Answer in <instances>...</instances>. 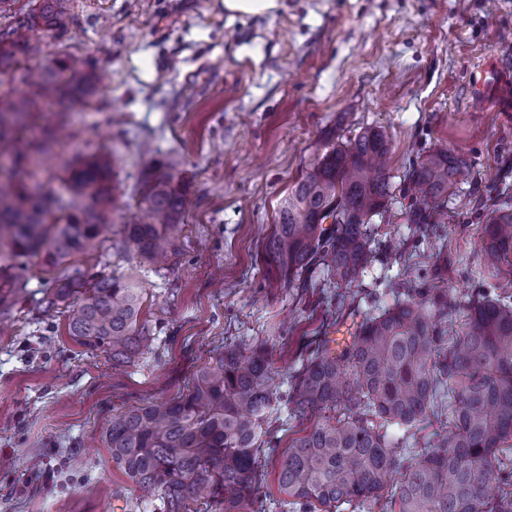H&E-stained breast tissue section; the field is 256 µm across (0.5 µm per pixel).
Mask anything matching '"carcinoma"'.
Here are the masks:
<instances>
[{
	"label": "carcinoma",
	"mask_w": 512,
	"mask_h": 512,
	"mask_svg": "<svg viewBox=\"0 0 512 512\" xmlns=\"http://www.w3.org/2000/svg\"><path fill=\"white\" fill-rule=\"evenodd\" d=\"M71 0H34L0 28V85L22 58L41 51L32 33H57ZM96 70L86 58L61 56L31 74L17 96L0 90V314L20 288L23 258L48 267L81 252L112 227V158L105 152L70 168V192L56 197L31 173L52 143L71 135L65 114L90 95ZM60 117L40 138L28 134L48 100ZM390 141L367 128L345 146L317 156L281 202L265 245L272 288L311 286L323 271L333 296L363 280L375 257L370 224L389 211L394 192L411 198L409 224H436L469 170V161L432 148L397 187L388 168ZM180 159L150 167L139 210L125 224L123 246L138 264L112 276L77 269L55 280L42 312L61 311L78 345L103 351L114 364L134 363L151 336L140 321L138 266L179 250L186 191L176 180ZM481 280L512 276V205L487 216ZM394 302L366 317L351 344L299 353L275 382L263 344H227L193 374L180 397L112 418L101 441L112 464L160 512H255L259 458L272 448L278 413L318 421L292 439L277 459L288 512H345L384 496L391 512H512V472L500 460L512 441V295L463 293L455 306L465 321L448 344V292L436 280L391 290ZM452 394L451 429L416 452L410 439L428 420L442 388ZM391 427L403 430L392 439ZM395 487L389 482L395 474Z\"/></svg>",
	"instance_id": "1"
}]
</instances>
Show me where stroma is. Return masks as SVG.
Listing matches in <instances>:
<instances>
[{
	"label": "stroma",
	"mask_w": 512,
	"mask_h": 512,
	"mask_svg": "<svg viewBox=\"0 0 512 512\" xmlns=\"http://www.w3.org/2000/svg\"><path fill=\"white\" fill-rule=\"evenodd\" d=\"M7 85L23 90L30 65L83 56L102 75L75 103L72 136L36 179L68 193L74 161L110 152L112 229L54 271L30 261L26 290L0 315V512H154L112 464L100 436L113 415L185 393L213 350L266 341L275 369L351 325L318 292L268 294L266 241L289 189L318 154L381 127L402 178L433 147L465 155L470 170L442 223H391L361 286L360 312L382 280L440 272L449 294L512 281L470 280L493 204L512 201V118L480 104L472 70L512 67V0H279L264 15L228 18L224 0H72L63 32ZM168 154L186 185L182 244L142 267L143 319L153 342L123 371L74 344L61 314L37 302L79 267L124 273V224L146 171Z\"/></svg>",
	"instance_id": "obj_1"
}]
</instances>
